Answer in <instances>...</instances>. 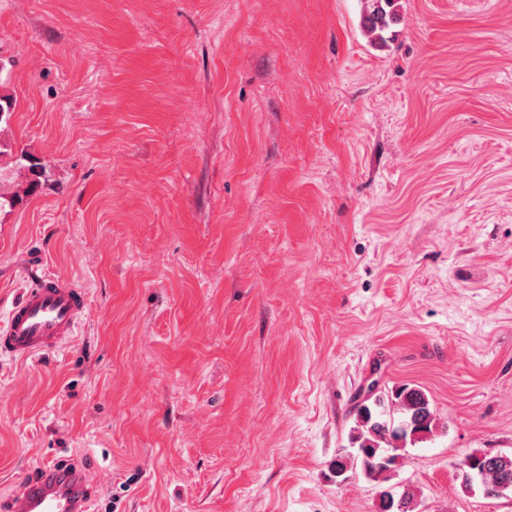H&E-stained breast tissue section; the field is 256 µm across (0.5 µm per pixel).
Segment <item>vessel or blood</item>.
<instances>
[{"instance_id": "1", "label": "vessel or blood", "mask_w": 512, "mask_h": 512, "mask_svg": "<svg viewBox=\"0 0 512 512\" xmlns=\"http://www.w3.org/2000/svg\"><path fill=\"white\" fill-rule=\"evenodd\" d=\"M89 309L87 293L74 282L31 268L0 327V353L29 361L74 338ZM97 484L89 470L69 464L42 468L17 479L6 512H89Z\"/></svg>"}]
</instances>
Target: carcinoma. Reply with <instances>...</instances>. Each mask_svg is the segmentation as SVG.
Here are the masks:
<instances>
[{
    "instance_id": "cac0c4a2",
    "label": "carcinoma",
    "mask_w": 512,
    "mask_h": 512,
    "mask_svg": "<svg viewBox=\"0 0 512 512\" xmlns=\"http://www.w3.org/2000/svg\"><path fill=\"white\" fill-rule=\"evenodd\" d=\"M395 0H366L363 25L377 43L382 32L394 21ZM439 418L428 395L420 388L402 384L373 394L355 408V427L351 435L353 459L361 462L364 475L377 483L381 493L379 512H414L418 493L407 486L402 491L388 485L397 463V451L414 446L436 435ZM466 473L459 474L463 491L473 489L472 474L483 476V491L493 497L495 486L512 482V453L473 449L459 459Z\"/></svg>"
}]
</instances>
